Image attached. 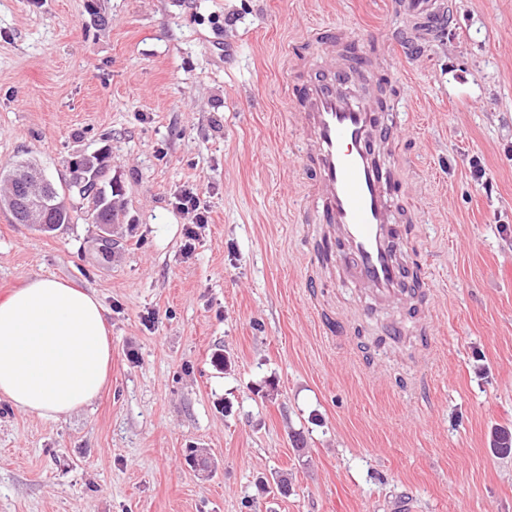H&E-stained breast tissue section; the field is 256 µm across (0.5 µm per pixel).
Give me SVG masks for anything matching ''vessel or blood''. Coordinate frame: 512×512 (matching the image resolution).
<instances>
[{"instance_id":"vessel-or-blood-1","label":"vessel or blood","mask_w":512,"mask_h":512,"mask_svg":"<svg viewBox=\"0 0 512 512\" xmlns=\"http://www.w3.org/2000/svg\"><path fill=\"white\" fill-rule=\"evenodd\" d=\"M416 36L431 34L446 17L447 0H398ZM310 48H343L348 64L311 70L292 89L290 118L307 146L301 173L314 203L310 221L325 226L335 264L345 280L375 303L397 308L400 323L390 334L402 336L413 302L425 294L430 275L410 267L404 246L415 224L397 220L395 169L381 152L398 127L391 103L357 90L365 62L343 32H312Z\"/></svg>"}]
</instances>
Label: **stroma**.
I'll use <instances>...</instances> for the list:
<instances>
[{
  "instance_id": "1",
  "label": "stroma",
  "mask_w": 512,
  "mask_h": 512,
  "mask_svg": "<svg viewBox=\"0 0 512 512\" xmlns=\"http://www.w3.org/2000/svg\"><path fill=\"white\" fill-rule=\"evenodd\" d=\"M403 25L390 0H0V167L36 160L71 216L47 233L0 208V298L35 275L94 290L112 340L90 405L0 402V512H512V0H454L417 48ZM313 27L347 32L399 112L428 343L307 263L324 232L294 220L287 86L330 59L280 58ZM78 155L104 160L112 224L67 190ZM189 188L208 222L188 254Z\"/></svg>"
}]
</instances>
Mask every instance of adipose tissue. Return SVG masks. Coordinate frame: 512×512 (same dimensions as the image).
Segmentation results:
<instances>
[{
	"instance_id": "ef3b65f1",
	"label": "adipose tissue",
	"mask_w": 512,
	"mask_h": 512,
	"mask_svg": "<svg viewBox=\"0 0 512 512\" xmlns=\"http://www.w3.org/2000/svg\"><path fill=\"white\" fill-rule=\"evenodd\" d=\"M94 291L35 276L0 299V400L57 420L106 384L112 342Z\"/></svg>"
}]
</instances>
